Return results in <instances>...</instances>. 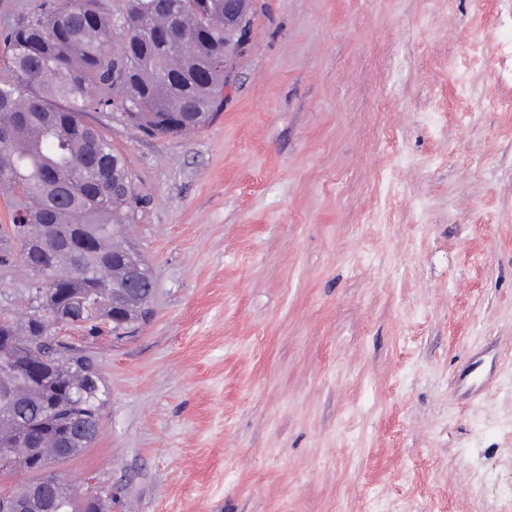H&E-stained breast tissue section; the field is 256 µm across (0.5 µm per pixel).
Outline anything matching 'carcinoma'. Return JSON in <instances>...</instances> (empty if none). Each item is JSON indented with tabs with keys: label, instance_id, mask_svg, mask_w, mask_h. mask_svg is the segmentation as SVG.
I'll return each instance as SVG.
<instances>
[{
	"label": "carcinoma",
	"instance_id": "obj_1",
	"mask_svg": "<svg viewBox=\"0 0 512 512\" xmlns=\"http://www.w3.org/2000/svg\"><path fill=\"white\" fill-rule=\"evenodd\" d=\"M113 15L97 0H41L0 31V198L24 211L27 236L51 242L77 225L78 252L48 246L44 255L64 290L37 307L83 308L79 322L122 315L123 336L151 313L154 278L142 255L121 239L139 205L124 156L90 126L88 112L120 105L122 122L149 135H181L207 125L222 106L230 73L224 51L240 52L251 22L224 29V0H120ZM129 17L132 26H120ZM138 258L139 302L128 300L127 271ZM43 316L0 317V449L29 439L35 460L19 471L44 477L42 466L64 464L87 450L100 430L105 387L88 385L93 361L83 349L43 340ZM65 512H112L109 496L60 481Z\"/></svg>",
	"mask_w": 512,
	"mask_h": 512
}]
</instances>
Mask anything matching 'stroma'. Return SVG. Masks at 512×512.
<instances>
[{
  "label": "stroma",
  "instance_id": "obj_1",
  "mask_svg": "<svg viewBox=\"0 0 512 512\" xmlns=\"http://www.w3.org/2000/svg\"><path fill=\"white\" fill-rule=\"evenodd\" d=\"M512 0H256L212 121L90 113L141 199L134 337L52 332L108 397L58 469L112 512L512 505ZM18 260L0 312L32 309Z\"/></svg>",
  "mask_w": 512,
  "mask_h": 512
}]
</instances>
